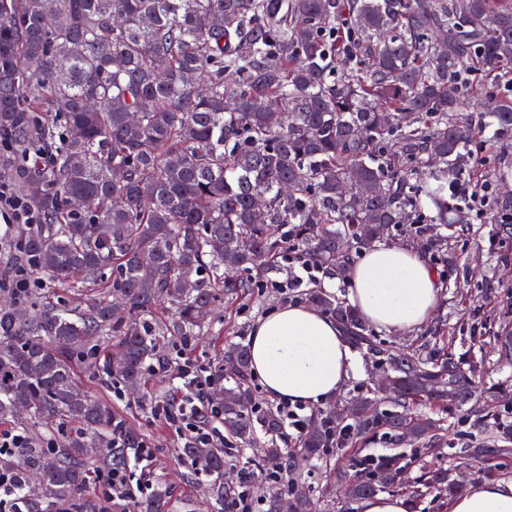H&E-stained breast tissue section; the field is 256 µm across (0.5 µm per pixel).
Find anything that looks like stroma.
<instances>
[{
    "mask_svg": "<svg viewBox=\"0 0 512 512\" xmlns=\"http://www.w3.org/2000/svg\"><path fill=\"white\" fill-rule=\"evenodd\" d=\"M461 216V221L448 229L444 246L398 231L389 236V243L417 249L427 257L440 288L439 300L432 317L419 329L397 334L378 330L374 337L383 344L422 345L439 356H474L492 368L493 380L508 382L512 380V364L500 363L495 334L503 327L512 328V236H504L499 224L472 223L469 211H462ZM304 300L298 290L285 293L272 287L260 289L219 308L220 323L193 338L187 348L202 364L218 366L227 337H250L258 318L277 306ZM75 378L84 392L110 402L127 425L155 446L156 456L149 468L156 481L170 488L174 512H217L208 492L210 477L195 472L178 454L184 433L169 428L154 413L156 406L167 404L179 393L180 382L173 372L149 374L148 390L137 399L127 391H114L111 382L84 363L76 364ZM370 454L398 457L405 480H414L420 473L421 463L414 448L395 445L383 433L371 434L357 451L361 458Z\"/></svg>",
    "mask_w": 512,
    "mask_h": 512,
    "instance_id": "stroma-1",
    "label": "stroma"
}]
</instances>
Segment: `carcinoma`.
I'll use <instances>...</instances> for the list:
<instances>
[{
	"instance_id": "cac0c4a2",
	"label": "carcinoma",
	"mask_w": 512,
	"mask_h": 512,
	"mask_svg": "<svg viewBox=\"0 0 512 512\" xmlns=\"http://www.w3.org/2000/svg\"><path fill=\"white\" fill-rule=\"evenodd\" d=\"M510 75L512 0H0V135L25 152L55 148L49 163L33 155L16 172L44 220L23 230L26 259L73 290L68 305L32 290L0 307V420L22 408L103 437L93 458L83 432L0 456L28 512H96L92 467L110 470L141 448L111 406L76 389L74 361L142 390L150 364L171 367L160 339L186 343L220 321L218 298L264 287L259 261L277 270L292 247L342 276L353 252L394 229L422 236L410 214L424 202L452 223L440 193L471 150V91L483 84V112L511 131ZM308 295L390 373L375 402L320 413L289 450L281 414L251 382L249 347L228 344L219 407L231 443L179 449L215 477L220 512L240 499L224 485L239 448L277 461L257 464L273 485L264 512H280L285 495L293 512H317L316 494L289 478L303 463L347 455L377 429L436 448L448 409L488 376L420 348H382L346 301ZM110 341L116 364L102 352ZM474 425L485 437L455 459L512 453L499 444L512 430L495 415L479 412ZM116 427L123 448L112 447ZM400 474L390 459L356 460L332 477L354 501L400 487ZM463 492L440 465L406 490ZM172 508L158 486L130 512Z\"/></svg>"
}]
</instances>
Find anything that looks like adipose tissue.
Listing matches in <instances>:
<instances>
[{
    "mask_svg": "<svg viewBox=\"0 0 512 512\" xmlns=\"http://www.w3.org/2000/svg\"><path fill=\"white\" fill-rule=\"evenodd\" d=\"M349 298L371 324L389 333L423 325L433 315L439 288L417 250L378 245L351 263ZM251 370L277 402L333 400L354 371L351 347L336 322L303 305L289 304L259 318L250 335ZM446 512H512V480L474 481L451 498Z\"/></svg>",
    "mask_w": 512,
    "mask_h": 512,
    "instance_id": "1",
    "label": "adipose tissue"
}]
</instances>
